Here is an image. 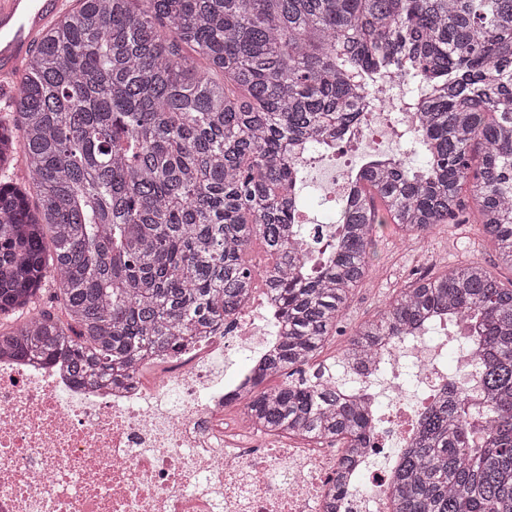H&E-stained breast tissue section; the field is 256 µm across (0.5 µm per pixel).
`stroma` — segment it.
<instances>
[{
    "label": "stroma",
    "mask_w": 512,
    "mask_h": 512,
    "mask_svg": "<svg viewBox=\"0 0 512 512\" xmlns=\"http://www.w3.org/2000/svg\"><path fill=\"white\" fill-rule=\"evenodd\" d=\"M376 238L379 268L367 285L354 291L341 321L347 332L371 317L414 277L465 261L487 267L495 258L493 245L481 240L472 224L443 227L415 243L402 240L396 227L389 224L378 230Z\"/></svg>",
    "instance_id": "stroma-1"
}]
</instances>
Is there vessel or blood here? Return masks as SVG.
I'll return each instance as SVG.
<instances>
[{
    "label": "vessel or blood",
    "mask_w": 512,
    "mask_h": 512,
    "mask_svg": "<svg viewBox=\"0 0 512 512\" xmlns=\"http://www.w3.org/2000/svg\"><path fill=\"white\" fill-rule=\"evenodd\" d=\"M70 5L69 0H0V91L38 42L41 31Z\"/></svg>",
    "instance_id": "vessel-or-blood-1"
}]
</instances>
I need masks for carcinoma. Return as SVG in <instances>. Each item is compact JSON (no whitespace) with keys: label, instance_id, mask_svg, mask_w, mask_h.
I'll return each mask as SVG.
<instances>
[{"label":"carcinoma","instance_id":"cac0c4a2","mask_svg":"<svg viewBox=\"0 0 512 512\" xmlns=\"http://www.w3.org/2000/svg\"><path fill=\"white\" fill-rule=\"evenodd\" d=\"M393 77L432 88L415 112L425 168L365 170L336 254L313 264L291 242L289 150L359 123L355 84ZM19 147L24 183L0 182V315L27 317L0 329V358L124 376L224 328L259 277L283 330L243 413L266 435L343 448L336 512L372 430L343 386L384 341L450 310L480 324L483 391L454 385L423 408L393 512H512V280L440 269L318 360L382 224L414 240L478 224L512 269V0H76L25 63L0 168ZM257 238L273 257L258 267ZM50 279L64 319L37 306Z\"/></svg>","mask_w":512,"mask_h":512}]
</instances>
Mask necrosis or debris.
I'll return each mask as SVG.
<instances>
[{
	"instance_id": "1",
	"label": "necrosis or debris",
	"mask_w": 512,
	"mask_h": 512,
	"mask_svg": "<svg viewBox=\"0 0 512 512\" xmlns=\"http://www.w3.org/2000/svg\"><path fill=\"white\" fill-rule=\"evenodd\" d=\"M380 130L360 129L330 151L301 155L320 212L298 208L303 246L326 257L316 235L340 224L356 175L403 155L412 114L382 102ZM279 340V309L254 293L223 332L110 382L75 380L65 365L0 360V512H323L338 458L321 448H251L238 419L224 433V408ZM472 340L440 319L396 339L355 384L375 421L338 512H389L385 491L417 430L418 407L462 378L478 393ZM240 359L225 366L229 353Z\"/></svg>"
}]
</instances>
